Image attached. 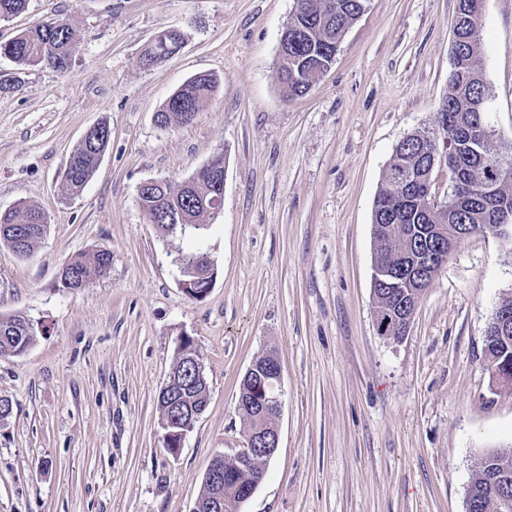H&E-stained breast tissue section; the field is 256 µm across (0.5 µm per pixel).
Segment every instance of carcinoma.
Listing matches in <instances>:
<instances>
[{"label":"carcinoma","mask_w":512,"mask_h":512,"mask_svg":"<svg viewBox=\"0 0 512 512\" xmlns=\"http://www.w3.org/2000/svg\"><path fill=\"white\" fill-rule=\"evenodd\" d=\"M367 0H335L328 9L325 0H300L298 14L290 17L288 29V61L279 65V79L286 98L305 95L315 79L328 70L341 41L352 24L366 8ZM487 0H458L453 26L452 68L448 92L440 106L441 127L448 145L447 164L455 178L450 180L444 199L432 203L425 197V181L430 167V145L425 136L413 133L395 147L372 210L373 235L376 243V263L383 267L401 264V253L422 243L436 253L433 273H426L412 282V288H386L375 285L377 315L399 312L421 300L433 274L448 261V237L458 227L467 224L479 232L487 224L499 223L502 211L512 212V170L502 172L489 148L474 141L478 127L485 123L483 101L491 95L481 67L479 17ZM77 43L67 23L46 24L25 30L14 39L0 44V55L28 66H49L57 71L68 68ZM143 65L150 67L169 58L164 41L149 49ZM221 83L220 78L194 77L178 88L157 112L168 126L188 124L200 106L211 98ZM108 125L80 142L70 154L71 168L64 177L70 194H78L97 169L99 155L109 146ZM216 194L214 181L208 173L199 172L192 181L176 190L162 180L142 191L139 201L150 223L166 236L206 237L217 218L212 199ZM47 230L44 214L34 206L20 204L0 213V244L7 245L19 258L31 255ZM176 262L181 270H189L200 262L199 248L178 252ZM112 256L99 251L88 259H76L61 272L59 287L72 292L104 276L110 269ZM35 337L34 328L21 315L0 318V357L23 355ZM191 341L180 345L173 374L188 385L186 400L193 410L205 412L208 405V382L185 364L184 357L192 353ZM485 347L499 362L512 366V335L500 336L489 331ZM162 431L167 433L164 447H179L181 428L171 425L174 410L164 395H159ZM224 471L253 479L262 468L255 464L246 472L238 469V460L224 462ZM512 497V448L487 453L467 489L471 512H492L495 494Z\"/></svg>","instance_id":"carcinoma-1"}]
</instances>
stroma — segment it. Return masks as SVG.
Here are the masks:
<instances>
[{
	"label": "stroma",
	"mask_w": 512,
	"mask_h": 512,
	"mask_svg": "<svg viewBox=\"0 0 512 512\" xmlns=\"http://www.w3.org/2000/svg\"><path fill=\"white\" fill-rule=\"evenodd\" d=\"M294 0H27L0 43L53 18L78 49L57 71L0 56V211L39 208L30 257L0 245V317L36 338L0 357V512H192L207 465L248 428L240 383L261 355L282 366L280 442L242 512H465L483 457L512 446V388L484 354L512 298V244L461 240L398 341L380 336L372 295L373 202L395 146L436 129L448 91L457 0H369L336 60L286 100L278 42ZM497 139L512 140V0L479 20ZM181 50L146 69L164 30ZM202 72L221 85L194 122L155 114ZM107 152L79 195L63 172L97 122ZM224 205L202 247L218 275L200 301L171 263L187 238L141 208L151 179L172 187L216 154ZM110 251L108 273L74 292L63 267ZM209 406L178 454L163 446L158 396L182 338Z\"/></svg>",
	"instance_id": "35a3bbf8"
}]
</instances>
